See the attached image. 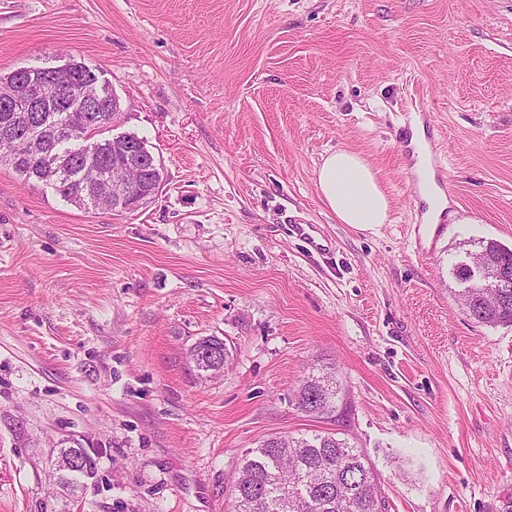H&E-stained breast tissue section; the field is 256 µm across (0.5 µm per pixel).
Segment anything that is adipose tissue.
Here are the masks:
<instances>
[{
    "label": "adipose tissue",
    "mask_w": 512,
    "mask_h": 512,
    "mask_svg": "<svg viewBox=\"0 0 512 512\" xmlns=\"http://www.w3.org/2000/svg\"><path fill=\"white\" fill-rule=\"evenodd\" d=\"M318 190L338 221L361 230L388 223L390 199L376 172L359 154L339 150L317 170Z\"/></svg>",
    "instance_id": "obj_1"
}]
</instances>
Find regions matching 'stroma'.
Masks as SVG:
<instances>
[{
  "label": "stroma",
  "mask_w": 512,
  "mask_h": 512,
  "mask_svg": "<svg viewBox=\"0 0 512 512\" xmlns=\"http://www.w3.org/2000/svg\"><path fill=\"white\" fill-rule=\"evenodd\" d=\"M71 58L163 181L88 212L0 165V512H232L246 449L317 431L365 452L387 512H512V326L451 274L465 242L512 247V0H0V74ZM424 111L438 226L396 140ZM342 148L390 199L376 230L319 194ZM211 336L232 363L206 377ZM315 369L336 420L296 404ZM63 448L96 460L69 490Z\"/></svg>",
  "instance_id": "35a3bbf8"
}]
</instances>
